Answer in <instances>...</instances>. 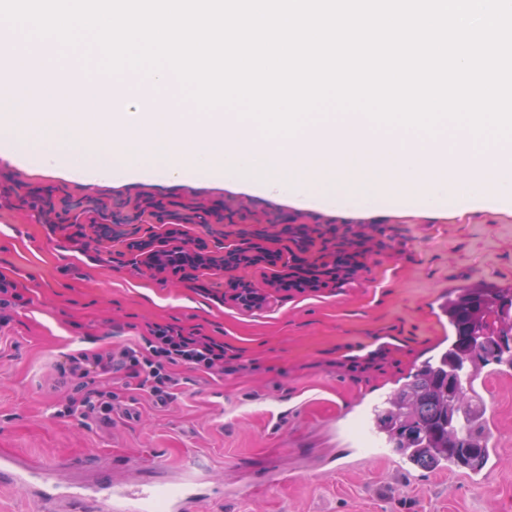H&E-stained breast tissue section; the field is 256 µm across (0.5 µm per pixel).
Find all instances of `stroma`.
Instances as JSON below:
<instances>
[{
    "mask_svg": "<svg viewBox=\"0 0 512 512\" xmlns=\"http://www.w3.org/2000/svg\"><path fill=\"white\" fill-rule=\"evenodd\" d=\"M126 222L142 240L173 231L218 252L258 234L288 261L334 251L350 229L376 245L352 279L302 292L282 289L280 263L158 273L109 232ZM0 277L20 295L0 327V450L21 462L57 463L73 483L190 482L195 512H512V367L490 366L475 383L490 432L480 474L376 455L370 418L446 341L449 293L512 288L511 204L293 206L207 178L100 185L0 162ZM240 278L267 304L232 301ZM156 323L220 338L241 368H178L162 405L93 373L88 389L116 393L111 423L68 414L60 364L143 346Z\"/></svg>",
    "mask_w": 512,
    "mask_h": 512,
    "instance_id": "35a3bbf8",
    "label": "stroma"
}]
</instances>
